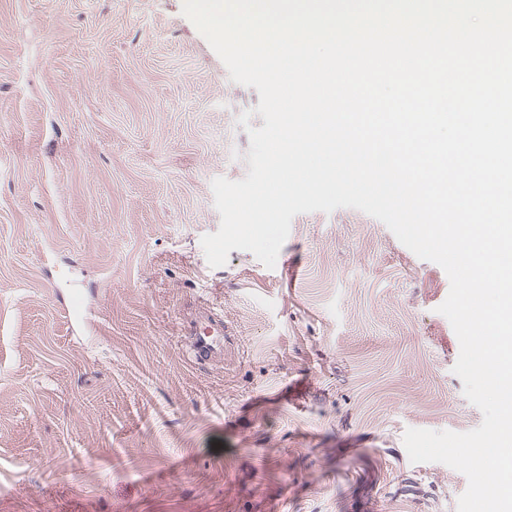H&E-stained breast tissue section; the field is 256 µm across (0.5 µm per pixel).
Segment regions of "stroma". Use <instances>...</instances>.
<instances>
[{
	"label": "stroma",
	"instance_id": "stroma-1",
	"mask_svg": "<svg viewBox=\"0 0 512 512\" xmlns=\"http://www.w3.org/2000/svg\"><path fill=\"white\" fill-rule=\"evenodd\" d=\"M182 3L0 0V512H457L403 444L482 422L445 271L350 208L209 266L264 120ZM210 330L209 336L196 334L191 344L193 360L199 365H206L214 362L222 354L224 327L222 325L207 326ZM198 335V336H197ZM216 336H221L220 338Z\"/></svg>",
	"mask_w": 512,
	"mask_h": 512
}]
</instances>
